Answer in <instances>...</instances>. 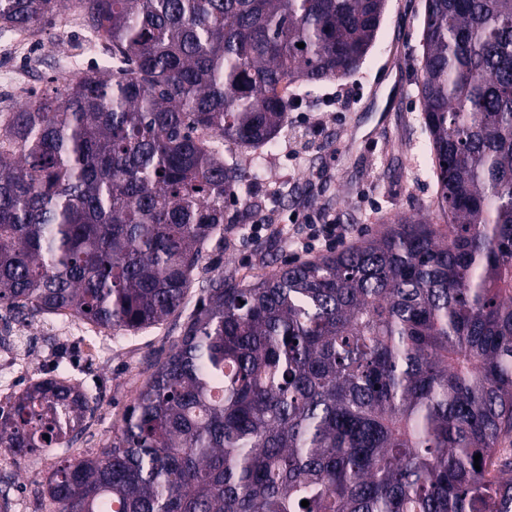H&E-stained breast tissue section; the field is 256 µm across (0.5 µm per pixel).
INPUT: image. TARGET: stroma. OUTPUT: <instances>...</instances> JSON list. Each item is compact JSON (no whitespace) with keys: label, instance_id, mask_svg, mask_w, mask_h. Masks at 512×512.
<instances>
[{"label":"stroma","instance_id":"1","mask_svg":"<svg viewBox=\"0 0 512 512\" xmlns=\"http://www.w3.org/2000/svg\"><path fill=\"white\" fill-rule=\"evenodd\" d=\"M424 8L425 0H388L375 44L353 75L297 90L288 126L266 153L265 179L240 191L251 209L225 225L222 250H206L180 311L134 333L57 314L10 317L0 308V342L10 345L17 359L10 371L0 372V385L20 392L42 377L64 346L73 356V382L98 400L72 449L20 459L0 449V497L16 501V512H43L40 490L62 457L103 450L153 364L178 340L183 322L199 305L203 281L219 272L242 280L324 255L321 247L311 254L301 250L311 219L339 225L341 250L394 217L434 216L437 186L416 87ZM91 36L81 22L70 24L61 16L35 30L30 50L40 54L45 69L29 89L1 93L0 103L14 108L47 89L62 52H69L80 70L96 63V56L83 51Z\"/></svg>","mask_w":512,"mask_h":512}]
</instances>
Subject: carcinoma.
<instances>
[{"mask_svg":"<svg viewBox=\"0 0 512 512\" xmlns=\"http://www.w3.org/2000/svg\"><path fill=\"white\" fill-rule=\"evenodd\" d=\"M386 2L77 0L112 70L0 111V307L174 314L251 207L223 144H271L291 87L354 73ZM418 95L443 223L208 279L106 447L47 478L52 512H512V0H426ZM95 404L49 372L0 406V448H69Z\"/></svg>","mask_w":512,"mask_h":512,"instance_id":"1","label":"carcinoma"}]
</instances>
